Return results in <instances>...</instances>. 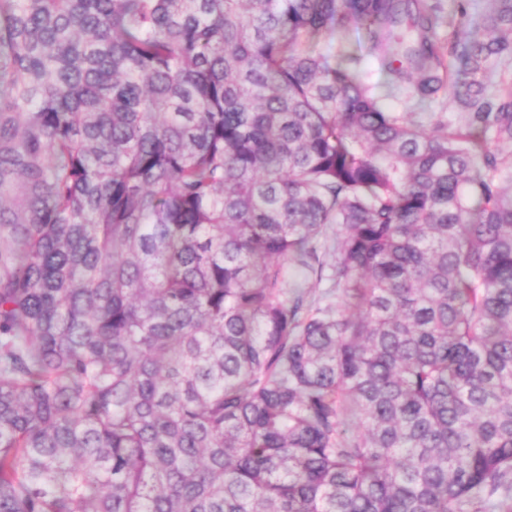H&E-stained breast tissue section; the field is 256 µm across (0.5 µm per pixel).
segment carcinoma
I'll use <instances>...</instances> for the list:
<instances>
[{
    "label": "carcinoma",
    "mask_w": 512,
    "mask_h": 512,
    "mask_svg": "<svg viewBox=\"0 0 512 512\" xmlns=\"http://www.w3.org/2000/svg\"><path fill=\"white\" fill-rule=\"evenodd\" d=\"M457 2L0 0V512L494 506L512 0ZM358 39L359 35L355 32L340 34L325 33L318 42L317 50L333 62L336 58V51L341 45L349 47L350 49H358L359 51Z\"/></svg>",
    "instance_id": "obj_1"
}]
</instances>
